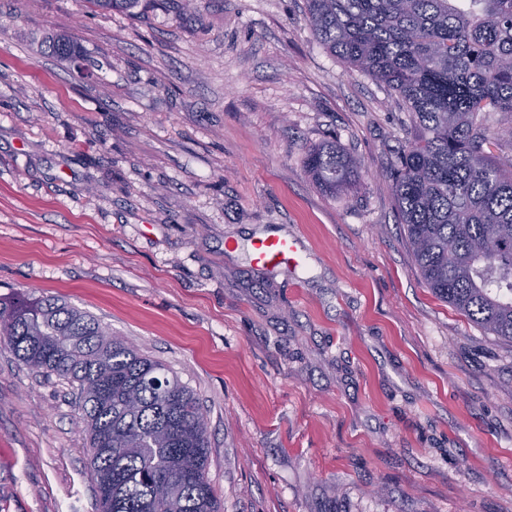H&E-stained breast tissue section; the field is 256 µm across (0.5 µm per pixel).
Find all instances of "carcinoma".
Returning <instances> with one entry per match:
<instances>
[{"instance_id": "carcinoma-1", "label": "carcinoma", "mask_w": 512, "mask_h": 512, "mask_svg": "<svg viewBox=\"0 0 512 512\" xmlns=\"http://www.w3.org/2000/svg\"><path fill=\"white\" fill-rule=\"evenodd\" d=\"M316 39L398 96L418 132L387 171L423 284L512 343V157L485 150L512 113V0H306ZM53 53L76 55L66 35ZM309 173L349 189L356 163L312 146ZM87 312L52 295L0 299V347L77 386L100 512H222L195 394Z\"/></svg>"}]
</instances>
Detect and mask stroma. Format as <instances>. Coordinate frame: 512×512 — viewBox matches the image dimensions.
<instances>
[{"label":"stroma","instance_id":"stroma-1","mask_svg":"<svg viewBox=\"0 0 512 512\" xmlns=\"http://www.w3.org/2000/svg\"><path fill=\"white\" fill-rule=\"evenodd\" d=\"M416 131L305 0H0V296L177 374L224 512H512V344L418 276L386 175ZM329 142L361 171L333 195ZM270 231L298 267H252ZM74 397L0 348V512H98ZM306 166L317 184L331 194L352 188L360 178L356 163L333 143L311 146L307 151Z\"/></svg>","mask_w":512,"mask_h":512}]
</instances>
